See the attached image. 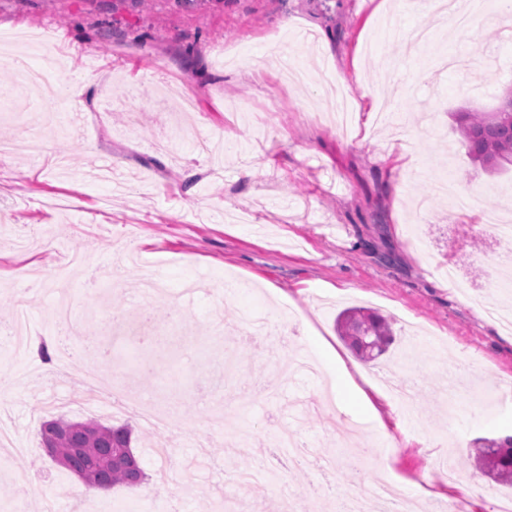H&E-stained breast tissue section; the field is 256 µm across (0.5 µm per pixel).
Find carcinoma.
I'll use <instances>...</instances> for the list:
<instances>
[{
  "instance_id": "carcinoma-1",
  "label": "carcinoma",
  "mask_w": 512,
  "mask_h": 512,
  "mask_svg": "<svg viewBox=\"0 0 512 512\" xmlns=\"http://www.w3.org/2000/svg\"><path fill=\"white\" fill-rule=\"evenodd\" d=\"M456 130L472 162L489 172L512 169V122L496 124L487 112L455 113ZM337 331L354 352L369 361L385 352L393 330L383 316L362 309H347L336 319ZM40 439H54L55 459L76 476L93 466L90 491L144 483L146 473L131 446V430L95 421L68 422L53 419L42 423ZM476 458L485 472L500 483L512 485V437L475 442Z\"/></svg>"
}]
</instances>
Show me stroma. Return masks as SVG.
<instances>
[{
    "label": "stroma",
    "instance_id": "obj_1",
    "mask_svg": "<svg viewBox=\"0 0 512 512\" xmlns=\"http://www.w3.org/2000/svg\"><path fill=\"white\" fill-rule=\"evenodd\" d=\"M57 56L60 92L24 96L8 58L39 65ZM369 125L329 122L333 79ZM97 80L80 109L63 93ZM512 89V14L496 8L467 30L448 26L433 0L402 12L398 0H0V323L18 297L29 311V352L0 338V421L23 452L0 446V512L22 501L43 512H225L229 477L262 467L294 492L319 486V512L342 494L388 475L464 497L470 512H496L505 486L480 468L473 443L512 432V409L490 386L512 387V332L485 315L512 311V286L490 287L492 235L457 242V213L433 188L454 179L474 193L476 212L512 218V171L472 163L453 118L489 112ZM127 185L114 191L112 176ZM449 259L464 283L433 269ZM93 336L136 325L156 345L196 342L195 362L175 357L125 387L175 416L172 430L139 410L87 409L81 382L62 386L55 308ZM352 306L393 322L394 341L371 363L337 334ZM139 335L117 333L116 353L139 364ZM326 344L359 385L384 392L380 424L363 423L341 453V412ZM237 370L226 374L224 348ZM412 361L422 384L413 410L387 394L386 379ZM128 425L148 476L105 494L45 452L43 421ZM233 424L256 447L224 445ZM297 430L311 441L302 469L281 466L267 434ZM180 468L156 479L155 443ZM340 462L322 488L319 459Z\"/></svg>",
    "mask_w": 512,
    "mask_h": 512
}]
</instances>
